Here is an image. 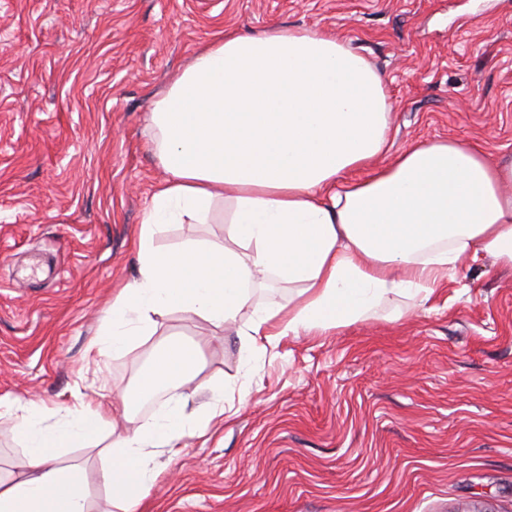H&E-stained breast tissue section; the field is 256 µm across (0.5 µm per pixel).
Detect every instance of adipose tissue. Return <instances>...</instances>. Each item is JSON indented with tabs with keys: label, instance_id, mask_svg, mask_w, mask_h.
<instances>
[{
	"label": "adipose tissue",
	"instance_id": "obj_1",
	"mask_svg": "<svg viewBox=\"0 0 512 512\" xmlns=\"http://www.w3.org/2000/svg\"><path fill=\"white\" fill-rule=\"evenodd\" d=\"M391 103L383 75L325 33L279 28L232 33L202 47L155 100L149 133L165 179L144 212L135 275L99 318L89 351L98 367L128 356L176 314L215 328L238 324L244 364L285 336H320L363 317L390 294L429 299L462 259L512 267V155L465 139L386 148ZM222 211L220 242L156 243L170 224H206ZM288 288V298L255 299ZM204 343L153 347L134 391L77 393L68 406L0 398L25 471L0 473V512H93L82 463L66 448H102L116 512H139L176 462L179 443L223 420L217 405L186 414L139 404L196 382ZM114 434L102 445L104 434Z\"/></svg>",
	"mask_w": 512,
	"mask_h": 512
}]
</instances>
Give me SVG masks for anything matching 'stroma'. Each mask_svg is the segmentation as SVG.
<instances>
[{
  "label": "stroma",
  "instance_id": "1",
  "mask_svg": "<svg viewBox=\"0 0 512 512\" xmlns=\"http://www.w3.org/2000/svg\"><path fill=\"white\" fill-rule=\"evenodd\" d=\"M299 26L383 74L388 165L417 140L512 154V0H0V396L68 405L133 389L154 345L99 372L87 355L164 173L152 102L215 35ZM208 337L200 411L142 512H512V269L464 259L416 306L392 295L323 336H288L244 370ZM250 378L247 399L238 387Z\"/></svg>",
  "mask_w": 512,
  "mask_h": 512
}]
</instances>
